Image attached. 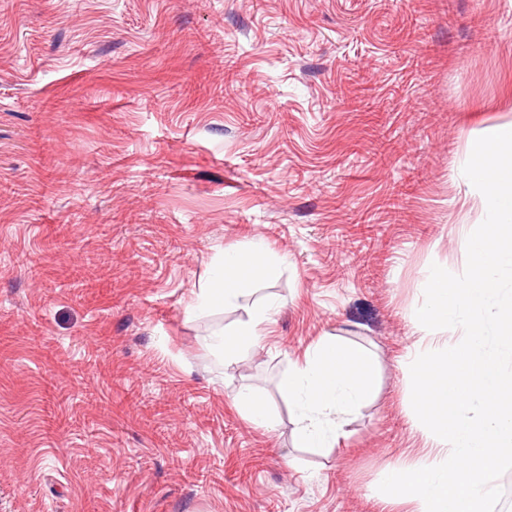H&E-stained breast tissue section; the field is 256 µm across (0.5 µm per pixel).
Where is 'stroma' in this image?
<instances>
[{
  "instance_id": "stroma-1",
  "label": "stroma",
  "mask_w": 512,
  "mask_h": 512,
  "mask_svg": "<svg viewBox=\"0 0 512 512\" xmlns=\"http://www.w3.org/2000/svg\"><path fill=\"white\" fill-rule=\"evenodd\" d=\"M387 124L399 164L359 161ZM508 125L512 0H0V512H414L378 490L427 461L404 362L436 333L413 311L431 265L464 272L487 208L462 169ZM399 181L400 221L365 223ZM257 238L275 271L190 313ZM269 297L225 369L210 336ZM326 333L371 349L377 389L305 448L279 382ZM235 400L246 409L248 419L253 425L261 428L271 425V414L263 400L251 392H240Z\"/></svg>"
}]
</instances>
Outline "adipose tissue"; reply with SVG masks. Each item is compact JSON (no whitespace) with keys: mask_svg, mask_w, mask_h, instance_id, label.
Segmentation results:
<instances>
[{"mask_svg":"<svg viewBox=\"0 0 512 512\" xmlns=\"http://www.w3.org/2000/svg\"><path fill=\"white\" fill-rule=\"evenodd\" d=\"M272 258L263 242H253L248 252L225 251L210 266L209 277L190 305L194 311L235 306L249 294L258 273L270 272ZM278 303L267 299L251 311L230 333L215 334L210 342L232 368L240 353L263 334ZM297 410V434L314 448L333 446L345 437L349 415L366 403L374 391L373 364L362 346L342 343L337 336L322 337L302 358L293 363L280 382Z\"/></svg>","mask_w":512,"mask_h":512,"instance_id":"obj_1","label":"adipose tissue"}]
</instances>
